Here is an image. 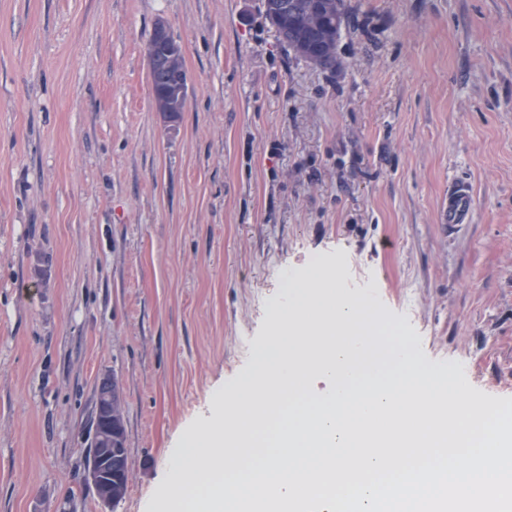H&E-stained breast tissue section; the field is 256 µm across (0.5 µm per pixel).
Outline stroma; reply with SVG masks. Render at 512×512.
<instances>
[{
    "instance_id": "1",
    "label": "stroma",
    "mask_w": 512,
    "mask_h": 512,
    "mask_svg": "<svg viewBox=\"0 0 512 512\" xmlns=\"http://www.w3.org/2000/svg\"><path fill=\"white\" fill-rule=\"evenodd\" d=\"M345 3L324 70L262 0H0V512H146L303 263L512 399V0ZM160 23L188 75L174 123L152 102ZM458 179L475 213L446 228ZM111 379L112 511L85 479Z\"/></svg>"
}]
</instances>
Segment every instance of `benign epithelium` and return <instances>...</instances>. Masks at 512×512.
I'll return each mask as SVG.
<instances>
[{"mask_svg":"<svg viewBox=\"0 0 512 512\" xmlns=\"http://www.w3.org/2000/svg\"><path fill=\"white\" fill-rule=\"evenodd\" d=\"M329 8V0H311L305 4L297 2L288 5L293 15H305L313 19ZM188 76L185 73L175 77L173 90L165 99L153 97L157 112H178L183 96L187 95ZM112 406V388L102 387L98 392L94 431L90 448L88 482L93 486L102 504H107L112 496V471L119 467L122 455L112 447V426L108 423V412Z\"/></svg>","mask_w":512,"mask_h":512,"instance_id":"obj_1","label":"benign epithelium"}]
</instances>
